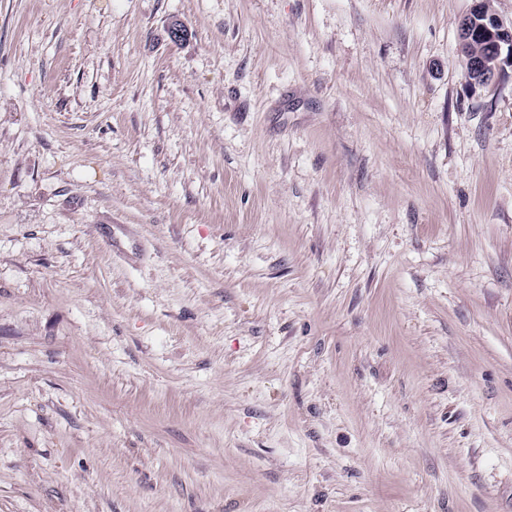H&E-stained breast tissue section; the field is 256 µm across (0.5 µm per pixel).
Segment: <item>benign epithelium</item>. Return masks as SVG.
I'll return each instance as SVG.
<instances>
[{
	"label": "benign epithelium",
	"instance_id": "7a95c632",
	"mask_svg": "<svg viewBox=\"0 0 512 512\" xmlns=\"http://www.w3.org/2000/svg\"><path fill=\"white\" fill-rule=\"evenodd\" d=\"M477 41L485 50L473 53ZM458 52L466 60L464 76L469 88L474 92L485 88L512 69V22L504 23L490 0H473L460 23Z\"/></svg>",
	"mask_w": 512,
	"mask_h": 512
}]
</instances>
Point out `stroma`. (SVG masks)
I'll return each instance as SVG.
<instances>
[{"mask_svg":"<svg viewBox=\"0 0 512 512\" xmlns=\"http://www.w3.org/2000/svg\"><path fill=\"white\" fill-rule=\"evenodd\" d=\"M471 5L0 0V512H512Z\"/></svg>","mask_w":512,"mask_h":512,"instance_id":"stroma-1","label":"stroma"}]
</instances>
